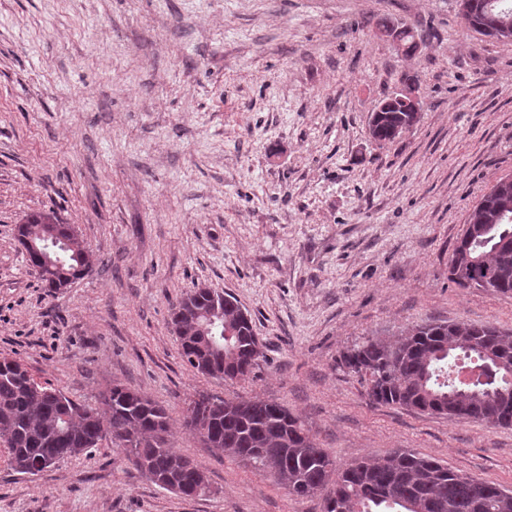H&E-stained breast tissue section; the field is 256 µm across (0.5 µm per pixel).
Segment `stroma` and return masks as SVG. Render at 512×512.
I'll return each instance as SVG.
<instances>
[{
  "mask_svg": "<svg viewBox=\"0 0 512 512\" xmlns=\"http://www.w3.org/2000/svg\"><path fill=\"white\" fill-rule=\"evenodd\" d=\"M406 74L419 119L378 145L369 117ZM506 174L512 41L456 0H0V358L85 404L144 393L209 483L179 496L107 439L22 475L0 442V512H321L207 448L185 425L198 391L281 403L341 466L406 448L512 489V428L374 405L338 363L430 320L512 329V296L448 278ZM37 211L97 259L57 291L16 237ZM201 286L249 310V378L182 360L170 312ZM379 28L384 29L383 31H381V34L385 37L391 38L396 43L397 47L400 44L399 37H398L397 33L394 31H385V30L390 29V30L398 31L400 34L403 35L402 40L406 47L405 51H404L405 54L411 55L414 53L417 45H416V42L414 41V36L412 35V33L409 29L399 28V26L395 25V23L388 18L381 20V22L379 23Z\"/></svg>",
  "mask_w": 512,
  "mask_h": 512,
  "instance_id": "obj_1",
  "label": "stroma"
}]
</instances>
